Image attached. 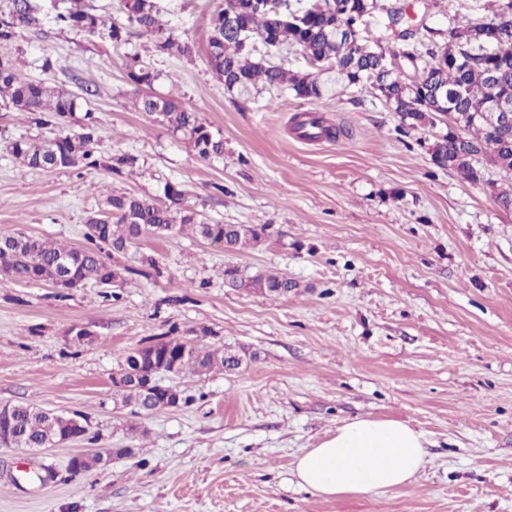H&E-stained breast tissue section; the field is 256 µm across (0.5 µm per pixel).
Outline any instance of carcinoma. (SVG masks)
<instances>
[{
	"label": "carcinoma",
	"mask_w": 512,
	"mask_h": 512,
	"mask_svg": "<svg viewBox=\"0 0 512 512\" xmlns=\"http://www.w3.org/2000/svg\"><path fill=\"white\" fill-rule=\"evenodd\" d=\"M83 0H70L72 7L56 16V22L77 34L95 35L108 31L115 43L131 35H149L156 51L188 57L194 45L164 29L158 18L154 0H122L121 11L126 23H107L88 12ZM242 0H224V8L212 19V32L206 55L212 72L224 81V88L241 91L262 84L287 88L300 98L317 100L326 87L308 75L291 73L264 58L252 57L239 31L258 37L269 46L285 42L299 45L310 61L318 66L328 64L336 70V82L357 87L366 82L377 89L389 107L401 114L402 122L414 128L434 112L453 113L460 133L448 132L435 143L432 156L440 158L437 166L454 169L472 182H483L496 201L505 209L512 207V193L500 190L496 182L485 178L491 165L512 174V128H504L490 117H475L471 109L493 100H512V53L499 54L493 46L512 47V0L499 5L492 15L448 31L444 47L426 48L429 61L421 76L426 91V105L419 110H405L408 84L392 61L402 58L415 62L420 55L404 47L395 52L372 41L363 28L362 15H372L379 8L377 0H315L316 7L301 13L297 24L283 23L271 14L240 9ZM232 13V23L224 24V14ZM40 23L32 0H0V46H11L22 29ZM347 34L342 40L338 34ZM128 78L138 85L150 86L158 74L146 63L134 59ZM79 96L62 87L43 81L24 79L17 73L12 59L0 57V110L22 112L38 126L57 127L79 109ZM138 110L153 117L175 134L187 140L203 159L224 155V138L211 130L199 113L173 98L145 95L137 102ZM302 136L309 140L336 138V129L320 116L310 115L297 122ZM99 127L92 110H85L79 130L58 135L50 140L20 138L9 142L7 151L27 170H56L86 167L119 174L136 163L129 155L108 156L99 151ZM169 203H156L131 193L110 195L105 211L87 221L86 245L74 248L54 244L41 238L19 234L12 244L0 247V275L19 283H51L58 262L67 260L83 284L102 288L119 287L124 270L106 262L102 246L120 250L117 243L128 246L150 235L187 233L235 252L257 244L265 236L266 227L244 224H210L202 215L181 206L183 192L174 186L166 188ZM224 276L238 288L277 296L284 289L291 293L299 283L281 272L261 273L248 281L237 277V269L224 268ZM182 348L180 338L159 340L127 352L123 365L133 367L141 359V371L153 370L162 380L165 357H176ZM241 367L237 354L226 349L201 346L194 356L182 360L177 375L190 372L197 376L214 371H234ZM15 434L26 448H41L46 440L70 429V419L48 415L32 404H18L15 412Z\"/></svg>",
	"instance_id": "1"
}]
</instances>
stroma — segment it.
<instances>
[{
  "label": "stroma",
  "instance_id": "35a3bbf8",
  "mask_svg": "<svg viewBox=\"0 0 512 512\" xmlns=\"http://www.w3.org/2000/svg\"><path fill=\"white\" fill-rule=\"evenodd\" d=\"M22 30L20 75L85 96L101 151L131 154L133 172L22 171L6 145L54 136L20 112H0V236L23 233L78 248L108 194L164 200L166 185L210 223L263 225L256 247L227 252L189 236H150L116 253L121 287L59 293L0 277V405L87 415L89 438L33 452L0 447V512H512V209L486 184L432 160L440 116L409 129L367 87L310 101L256 86L227 92L206 46L224 0H156L191 57L155 52L149 37L113 43L54 22L67 0H38ZM373 40L399 47L384 10L425 47L429 29L489 16L490 0H379ZM51 57L52 70L42 67ZM158 72L127 77L132 57ZM178 96L224 137L205 160L135 107ZM313 112L339 138L299 137ZM288 275L297 293L230 286ZM91 340L76 342L77 328ZM239 353V371L166 382L189 404L134 413L113 396L127 351L159 336H191ZM394 419L426 440L429 462L405 486L323 498L292 470L303 451L356 419ZM118 449L80 474L78 453Z\"/></svg>",
  "mask_w": 512,
  "mask_h": 512
}]
</instances>
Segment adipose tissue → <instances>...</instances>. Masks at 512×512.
<instances>
[{
  "mask_svg": "<svg viewBox=\"0 0 512 512\" xmlns=\"http://www.w3.org/2000/svg\"><path fill=\"white\" fill-rule=\"evenodd\" d=\"M425 440L408 424L357 418L295 462L300 485L323 498L365 494L410 483L426 465Z\"/></svg>",
  "mask_w": 512,
  "mask_h": 512,
  "instance_id": "obj_1",
  "label": "adipose tissue"
}]
</instances>
